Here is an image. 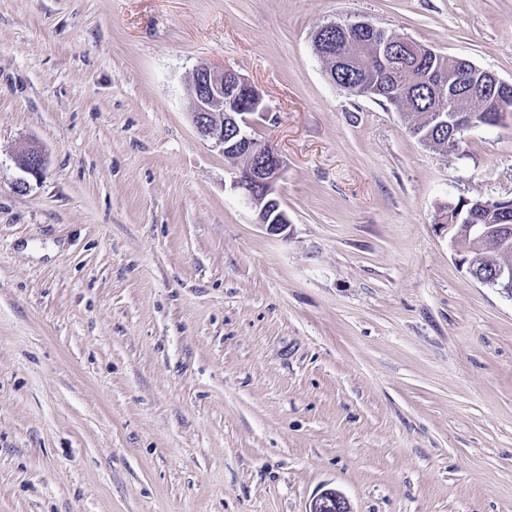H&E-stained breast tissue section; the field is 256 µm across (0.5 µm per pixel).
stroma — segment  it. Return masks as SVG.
Masks as SVG:
<instances>
[{"label":"stroma","mask_w":512,"mask_h":512,"mask_svg":"<svg viewBox=\"0 0 512 512\" xmlns=\"http://www.w3.org/2000/svg\"><path fill=\"white\" fill-rule=\"evenodd\" d=\"M362 19L512 84V0H0V512H512V298L434 227L512 198V117L425 146L314 52ZM202 62L263 98L288 238ZM253 92L248 112H237L243 98L225 102L237 95L242 86ZM192 101L191 122L197 135L213 149L234 159L237 172L231 188L256 209L260 226L271 235L288 236V214L278 198V183L285 162L276 148L258 140L251 129L250 115L263 113L265 107L258 90L235 71L199 63L187 87ZM225 108L233 112H225ZM16 163L24 172L39 176L45 168L46 159L39 148L32 146L16 157ZM306 512H352L348 500L336 489H326L314 497Z\"/></svg>","instance_id":"1"}]
</instances>
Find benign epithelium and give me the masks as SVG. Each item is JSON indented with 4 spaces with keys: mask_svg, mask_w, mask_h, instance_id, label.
<instances>
[{
    "mask_svg": "<svg viewBox=\"0 0 512 512\" xmlns=\"http://www.w3.org/2000/svg\"><path fill=\"white\" fill-rule=\"evenodd\" d=\"M400 45L421 58L428 55L426 46L398 38L393 45L374 44L373 56L383 64L388 54L396 52ZM243 86L253 92L248 111H225V99L236 96ZM503 90V82L489 72L470 90V100L485 105ZM187 94L192 101L190 117L197 135L224 156L234 159L237 172L231 188L256 209L259 224L267 233H286L290 221L278 198L285 162L276 148L258 140L251 132L250 116L265 110L258 90L235 71L203 62L194 68ZM448 121L462 131L481 123L471 108L448 113ZM16 163L24 172L39 176L46 159L39 148L32 146L16 157ZM458 228L457 224L435 225L436 231L450 235L451 242L464 240V249L458 251L457 257L460 267L479 283L512 298V226L473 223L467 225L464 238L460 237ZM307 512H351V508L341 492L326 489L312 499Z\"/></svg>",
    "mask_w": 512,
    "mask_h": 512,
    "instance_id": "7a95c632",
    "label": "benign epithelium"
}]
</instances>
